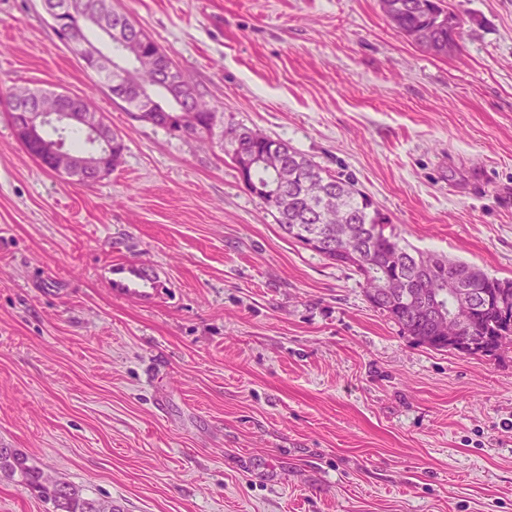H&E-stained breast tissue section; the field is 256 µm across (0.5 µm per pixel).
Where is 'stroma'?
Listing matches in <instances>:
<instances>
[{
  "label": "stroma",
  "mask_w": 512,
  "mask_h": 512,
  "mask_svg": "<svg viewBox=\"0 0 512 512\" xmlns=\"http://www.w3.org/2000/svg\"><path fill=\"white\" fill-rule=\"evenodd\" d=\"M424 51L380 0H112L225 123L353 177L413 248L512 279V0ZM90 96L126 149L77 184L0 104V448L124 512H512V348L437 351L296 242L218 143L123 109L40 0H0V91ZM160 267L151 306L114 259ZM0 512H53L0 477ZM103 278L113 299L141 306L154 304L164 287L159 268L139 260L111 263Z\"/></svg>",
  "instance_id": "1"
}]
</instances>
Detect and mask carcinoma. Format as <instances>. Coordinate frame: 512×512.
<instances>
[{
	"instance_id": "obj_1",
	"label": "carcinoma",
	"mask_w": 512,
	"mask_h": 512,
	"mask_svg": "<svg viewBox=\"0 0 512 512\" xmlns=\"http://www.w3.org/2000/svg\"><path fill=\"white\" fill-rule=\"evenodd\" d=\"M70 1L75 13L70 24L57 30L68 40V31L77 27L78 13L92 8L103 26L120 29V38L133 40L144 38L147 46L158 44L137 26L133 18L112 9V0H56L62 4ZM389 18L399 32L415 35L413 42L425 48L432 45L434 54L448 53L457 42L450 38L459 27L457 18L448 11L445 0H438L437 15L431 16L415 9L418 0H387ZM142 81L153 87L155 95L168 99V88L181 89L183 99L176 103L187 105L194 111L195 127L192 134L206 133L224 145V152L232 157L239 152L262 155L270 150L284 154L288 166V181L278 166L271 163L257 166L241 173L250 192L262 187L267 194L258 197L274 211L276 222L288 237L312 248L326 258L348 265L360 275L366 286L370 304L395 320L409 335L438 351H449L448 339L439 337L431 321L416 310L413 299L421 294L437 295L433 303L445 311L455 306L453 296L442 284L448 278L465 275L464 286L475 297H485V305L473 320L471 336L477 341L469 355H495L505 346L512 345V280L486 275L481 269L435 253L420 252L404 242L395 231L389 218L375 206L372 198L357 187L352 178H342L326 171L306 154L288 144L275 140L245 126L224 125L215 107L205 101L194 86L187 83L181 71L170 76L159 75L151 67H141ZM80 127H70L64 133L56 128L43 131L41 146L27 151L41 164L52 169L49 148L61 138L76 155L85 151L87 140ZM350 238L354 250L363 261L359 264L345 257L340 249L344 239ZM403 278L407 288L404 293L391 297L384 292L383 283L391 278ZM20 478V482L46 501L52 503L54 512H114L98 501L83 496L78 487L52 481L44 473L29 464L27 455L14 448H0V474Z\"/></svg>"
}]
</instances>
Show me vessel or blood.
Wrapping results in <instances>:
<instances>
[{
  "instance_id": "b4317fda",
  "label": "vessel or blood",
  "mask_w": 512,
  "mask_h": 512,
  "mask_svg": "<svg viewBox=\"0 0 512 512\" xmlns=\"http://www.w3.org/2000/svg\"><path fill=\"white\" fill-rule=\"evenodd\" d=\"M104 281L113 299L141 306L154 304L164 287L159 268L139 260L110 264Z\"/></svg>"
}]
</instances>
